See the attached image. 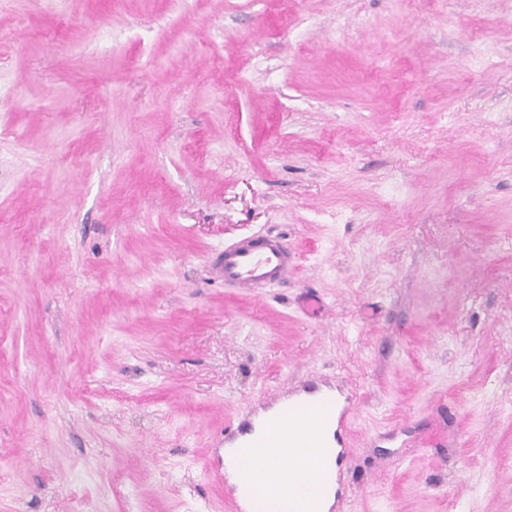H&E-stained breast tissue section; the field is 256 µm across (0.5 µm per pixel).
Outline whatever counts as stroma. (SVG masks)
I'll list each match as a JSON object with an SVG mask.
<instances>
[{
    "mask_svg": "<svg viewBox=\"0 0 512 512\" xmlns=\"http://www.w3.org/2000/svg\"><path fill=\"white\" fill-rule=\"evenodd\" d=\"M310 374L345 512H512V0H0V512H226ZM288 247L275 237L248 238L225 245L224 283L238 288H264L288 276ZM288 401V406L280 405ZM358 407L357 395L340 385L320 383L314 378L306 379L301 388L288 393L276 403L257 409L252 416L237 419L224 428V437L219 445L225 448H249L236 465L224 463L230 482L238 486L239 469L255 471L262 467L259 475L270 481L264 496L288 502L295 497L296 481L305 476L311 486H322L327 473V463H336L337 484L334 502L328 512L343 511L344 498L341 475L351 452L352 423ZM333 430L332 445L324 440V429ZM275 448L277 478L273 481L276 465L268 459L259 466L255 456L263 449ZM296 448H305L299 452Z\"/></svg>",
    "mask_w": 512,
    "mask_h": 512,
    "instance_id": "stroma-1",
    "label": "stroma"
}]
</instances>
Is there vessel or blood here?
Masks as SVG:
<instances>
[{
  "mask_svg": "<svg viewBox=\"0 0 512 512\" xmlns=\"http://www.w3.org/2000/svg\"><path fill=\"white\" fill-rule=\"evenodd\" d=\"M289 264L287 247L275 237L235 242L225 246L222 255L224 282L238 288L278 284L287 277ZM287 401L284 407L262 406L252 416L225 427L224 447L271 448L277 463V477L267 484L263 499L231 491L226 498L229 512H263L265 500L294 499L295 486L302 480L314 487L322 485L328 462L344 472L358 407L356 394L309 378L288 393Z\"/></svg>",
  "mask_w": 512,
  "mask_h": 512,
  "instance_id": "obj_1",
  "label": "vessel or blood"
}]
</instances>
